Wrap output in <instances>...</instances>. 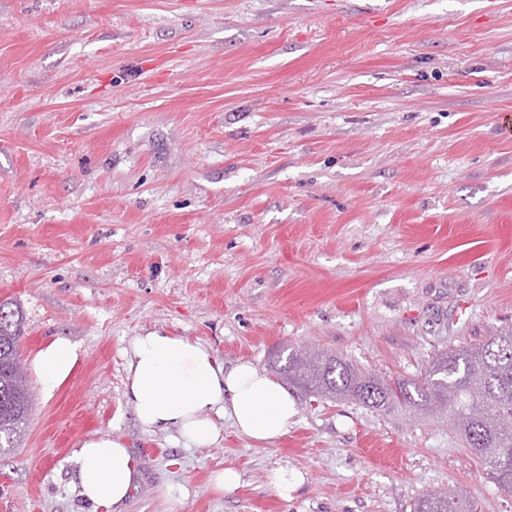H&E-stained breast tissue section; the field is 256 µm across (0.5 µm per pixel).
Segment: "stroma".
I'll use <instances>...</instances> for the list:
<instances>
[{
    "mask_svg": "<svg viewBox=\"0 0 512 512\" xmlns=\"http://www.w3.org/2000/svg\"><path fill=\"white\" fill-rule=\"evenodd\" d=\"M72 377L0 451V512H88L83 441L131 448L122 512H512L447 413L294 391L265 445L147 432L125 350L162 330L272 372L308 345L388 382L512 329V0H0V301ZM300 472L291 500L268 480ZM231 468L237 488L215 490ZM473 504L459 491H433L424 494L414 504V512H473Z\"/></svg>",
    "mask_w": 512,
    "mask_h": 512,
    "instance_id": "1",
    "label": "stroma"
}]
</instances>
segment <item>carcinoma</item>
Instances as JSON below:
<instances>
[{
	"instance_id": "obj_1",
	"label": "carcinoma",
	"mask_w": 512,
	"mask_h": 512,
	"mask_svg": "<svg viewBox=\"0 0 512 512\" xmlns=\"http://www.w3.org/2000/svg\"><path fill=\"white\" fill-rule=\"evenodd\" d=\"M22 317L19 307L0 301V448H12L28 421L31 395L20 361ZM277 370L288 383L313 396L349 398L382 408L405 403L420 410L448 411L456 431L482 461L486 475L512 493V426L502 427L501 410L512 409V330L461 349L441 351L420 381H387L364 375L335 355L292 348L276 354ZM413 512H474L459 491H433Z\"/></svg>"
}]
</instances>
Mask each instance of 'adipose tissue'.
Returning a JSON list of instances; mask_svg holds the SVG:
<instances>
[{"instance_id":"1","label":"adipose tissue","mask_w":512,"mask_h":512,"mask_svg":"<svg viewBox=\"0 0 512 512\" xmlns=\"http://www.w3.org/2000/svg\"><path fill=\"white\" fill-rule=\"evenodd\" d=\"M125 398L147 431L176 430L190 445L206 448L220 439L218 418L238 433L271 444L284 436L298 410L280 383L250 363L224 367L207 348L186 337L149 331L125 351ZM78 347L64 337L49 341L33 358L46 394L73 374ZM80 496L95 512L123 504L141 474L129 448L117 438L85 440L74 456Z\"/></svg>"}]
</instances>
